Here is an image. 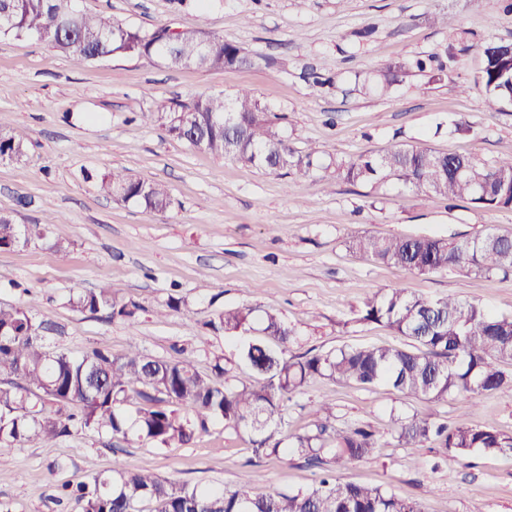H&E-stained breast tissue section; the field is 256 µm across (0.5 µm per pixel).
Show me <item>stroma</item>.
<instances>
[{
    "label": "stroma",
    "instance_id": "obj_1",
    "mask_svg": "<svg viewBox=\"0 0 512 512\" xmlns=\"http://www.w3.org/2000/svg\"><path fill=\"white\" fill-rule=\"evenodd\" d=\"M82 10L154 30L196 27L235 42L272 65L250 69H170L147 57L118 55L77 65L34 37L0 45V126L23 142L21 161L0 162V211L21 224L56 214L48 243L0 250V304L35 297L39 319L55 324L54 348L82 355L97 348L137 349L159 358L192 356L212 374L224 362L227 384L250 383L242 341L213 331L224 308L277 310L297 327L290 354L344 345L398 343L390 330L360 322L367 294L401 287L428 299L450 296L512 314V275L485 277L456 268L412 274L353 255L355 235L471 238L512 233V210L449 203L397 177L350 184L334 161L381 154L397 144L467 153L491 164L512 155V105L487 107L477 83L479 47L512 41L505 0H79ZM447 17L444 27L432 16ZM455 49L441 81L408 73L388 91L362 95L356 75L396 57ZM320 69L332 87L303 74ZM246 88L279 115L290 147L311 152L298 176L267 173L173 139L154 117L157 106L198 95L232 97ZM466 121L469 133L455 132ZM167 186L159 213L106 195L100 181L115 167ZM112 289L137 304L134 324L69 305L72 288ZM182 298L181 311L167 308ZM334 423L384 433L390 412L448 419L512 436V389L472 401L418 399L387 385L362 389L318 377L283 409L284 429H312L321 400ZM437 445L386 446L370 459L337 467L342 482L382 486L420 502L425 512H512V452L474 453L463 464L435 467ZM243 433L209 423L187 443L128 446L106 433H75L52 444L0 449V500L12 512H77L54 501L66 481L111 473L113 463L164 480L232 487L248 476L254 493L311 488L304 460L248 465Z\"/></svg>",
    "mask_w": 512,
    "mask_h": 512
}]
</instances>
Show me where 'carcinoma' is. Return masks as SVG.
Segmentation results:
<instances>
[{"mask_svg": "<svg viewBox=\"0 0 512 512\" xmlns=\"http://www.w3.org/2000/svg\"><path fill=\"white\" fill-rule=\"evenodd\" d=\"M72 17L74 25L59 31L57 21ZM159 30H141L110 17L75 11L73 0H0V43L33 36L76 64L112 55L146 56L177 69L195 57L199 43L210 41L209 54L198 67L222 70L255 64V57L222 36L187 27L174 41H157ZM512 49L509 42L481 46L480 82L489 106L512 102ZM445 70L434 56L398 58L355 91H385L410 71L436 80ZM172 137L194 145L200 138L210 153L265 171L291 169L307 174L312 154H298L288 145L279 120L248 90L232 99L222 94L199 95L158 108ZM235 117L232 126L220 118ZM23 144L0 128V161L19 160ZM336 174L350 184L396 175L411 186L449 201L476 208L512 210V156L491 165L466 154L439 153L421 146H398L382 156L361 155L336 160ZM101 189L144 208L164 212L170 205L167 188L156 181L112 170ZM47 239L44 224H18L11 212H0V250L32 240ZM348 249L376 263L414 274L450 267L478 275H512V233L489 231L461 240L436 236L362 235ZM69 303L81 310L132 321L135 309L110 288L86 292L74 288ZM359 321L381 324L403 337L402 346H351L323 353L290 356L288 345L298 336L271 308H225L214 313L210 327L247 338L242 360L259 380L236 386L224 384V367L215 375L201 374L188 357L156 358L138 350L114 354L95 349L85 356L52 349L46 334L52 328L36 319L32 306L0 305V448L27 443L49 444L79 432H108L128 445L167 446L186 443L207 431L214 420L248 435L255 458L296 456L322 469L310 490L253 493L245 479L232 488L190 487L161 480L144 471L115 467L112 473L88 481L65 482L59 498L76 503L79 512H140L148 503L154 512H423L421 504L391 489L341 483L332 467L369 458L378 447L375 432L363 425L337 429L333 405L321 402L314 429L275 437L283 424L285 403L310 379L323 377L370 389L388 384L394 390L444 401L454 394L480 399L512 387L502 364L512 362V316L455 298L429 300L405 288H390L366 296ZM134 411H128V407ZM393 445L423 448L440 445V460L460 464L474 452L512 449V437L479 426L420 418L391 410Z\"/></svg>", "mask_w": 512, "mask_h": 512, "instance_id": "obj_1", "label": "carcinoma"}]
</instances>
